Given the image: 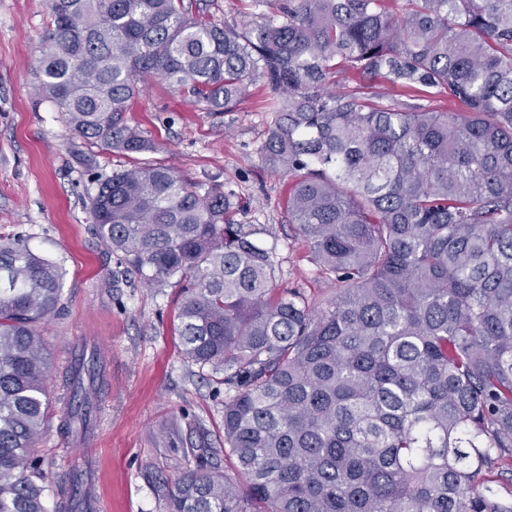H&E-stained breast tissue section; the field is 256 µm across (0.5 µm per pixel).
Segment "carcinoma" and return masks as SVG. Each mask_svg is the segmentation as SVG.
I'll return each instance as SVG.
<instances>
[{
    "label": "carcinoma",
    "mask_w": 512,
    "mask_h": 512,
    "mask_svg": "<svg viewBox=\"0 0 512 512\" xmlns=\"http://www.w3.org/2000/svg\"><path fill=\"white\" fill-rule=\"evenodd\" d=\"M254 3L230 26L203 0H49L35 61L75 134L133 159L97 180L93 234L144 285L181 288L182 355L224 386L245 484L201 457L159 492L170 512H512V0ZM150 77L206 112L270 90L262 160L334 299L278 287L233 188L135 160L156 149L128 121ZM62 290L0 237V512H48L41 329ZM67 378L63 427L83 434L95 358Z\"/></svg>",
    "instance_id": "1"
}]
</instances>
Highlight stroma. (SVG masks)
<instances>
[{"label": "stroma", "instance_id": "35a3bbf8", "mask_svg": "<svg viewBox=\"0 0 512 512\" xmlns=\"http://www.w3.org/2000/svg\"><path fill=\"white\" fill-rule=\"evenodd\" d=\"M49 21V0H0V235L26 236L64 273L61 310L42 329L52 406L37 444L45 499L55 505L58 486L80 472L96 480L101 512H168L156 483L195 469V450L234 471L224 455V388L181 355L178 287L149 288L116 273L115 256L91 233L97 179L129 160L84 144L54 103L36 95L33 63ZM264 97L259 90L236 111L206 112L152 79L128 117L155 138L156 160L189 180L234 188L246 205L240 222L268 228L264 241L276 250L283 285L322 302L336 287L293 237L283 209L287 179L260 154ZM76 352L100 353L104 372L93 427L82 437L61 427L70 396L64 375Z\"/></svg>", "mask_w": 512, "mask_h": 512}]
</instances>
